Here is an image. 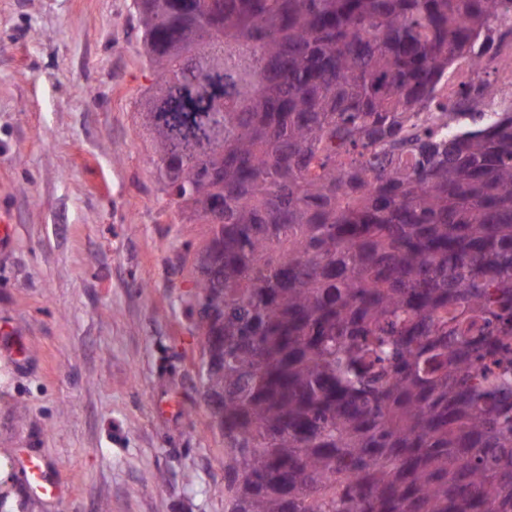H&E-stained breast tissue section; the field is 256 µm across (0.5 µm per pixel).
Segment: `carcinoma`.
Instances as JSON below:
<instances>
[{
    "label": "carcinoma",
    "instance_id": "carcinoma-1",
    "mask_svg": "<svg viewBox=\"0 0 512 512\" xmlns=\"http://www.w3.org/2000/svg\"><path fill=\"white\" fill-rule=\"evenodd\" d=\"M134 3L225 512H512V112L415 123L512 0Z\"/></svg>",
    "mask_w": 512,
    "mask_h": 512
}]
</instances>
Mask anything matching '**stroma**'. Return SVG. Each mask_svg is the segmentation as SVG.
I'll list each match as a JSON object with an SVG mask.
<instances>
[{"mask_svg": "<svg viewBox=\"0 0 512 512\" xmlns=\"http://www.w3.org/2000/svg\"><path fill=\"white\" fill-rule=\"evenodd\" d=\"M133 0H0V512H224ZM29 454L62 484L29 493Z\"/></svg>", "mask_w": 512, "mask_h": 512, "instance_id": "stroma-1", "label": "stroma"}]
</instances>
